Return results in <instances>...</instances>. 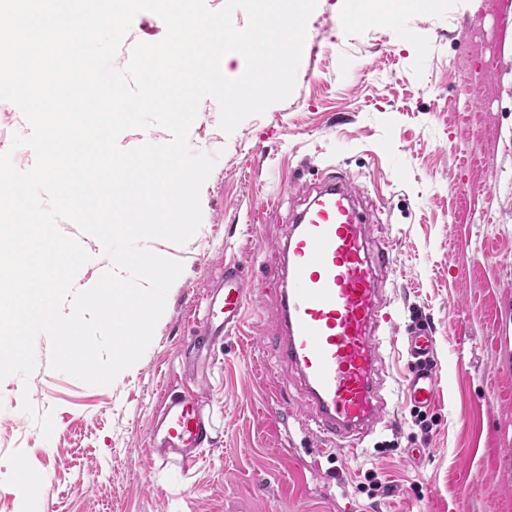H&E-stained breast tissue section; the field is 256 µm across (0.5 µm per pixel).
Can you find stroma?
I'll return each instance as SVG.
<instances>
[{
	"label": "stroma",
	"instance_id": "1",
	"mask_svg": "<svg viewBox=\"0 0 512 512\" xmlns=\"http://www.w3.org/2000/svg\"><path fill=\"white\" fill-rule=\"evenodd\" d=\"M438 0L399 21V33L365 19L346 27L357 0H318L293 93L234 132L203 99L189 131L192 153L215 156L200 191L203 220L184 244L147 241L183 271L140 360L109 385L50 367L46 335L30 378L0 382V512H24L21 474L41 475L36 512H512V4ZM164 22L139 12L115 56L125 68ZM497 51L480 68L481 43ZM0 153L34 164L11 134L30 126L0 103ZM357 179L381 212L376 237L393 243L389 311L396 344L383 351L390 414L357 455L318 447L309 430L280 420V406L314 418L304 387L275 361L276 284L303 190L330 172ZM467 193H460V186ZM90 260L73 288L98 280L107 259L96 237L60 220ZM247 264V315L215 346L195 336L222 266ZM428 325L441 376L438 402L416 423L401 380L408 327ZM203 391L217 434L191 471L161 464L148 433L164 391ZM30 399L35 414L22 409ZM52 412L43 437L36 414ZM392 489L373 498L369 484Z\"/></svg>",
	"mask_w": 512,
	"mask_h": 512
}]
</instances>
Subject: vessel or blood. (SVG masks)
Wrapping results in <instances>:
<instances>
[{
	"mask_svg": "<svg viewBox=\"0 0 512 512\" xmlns=\"http://www.w3.org/2000/svg\"><path fill=\"white\" fill-rule=\"evenodd\" d=\"M361 197L350 178L325 176L295 215L280 246L283 262L272 274L281 284L275 356L304 384L322 446L349 455L358 454L383 419V346L393 327L384 280L393 245L374 242L375 209ZM247 294L244 263L225 264L224 293L208 299L203 318L210 342L226 341L238 330ZM406 344L418 365L403 377L404 398L416 407H433L440 385L438 371L427 363L434 338L416 329ZM212 430L203 397L167 394L149 430V453L192 466Z\"/></svg>",
	"mask_w": 512,
	"mask_h": 512,
	"instance_id": "1",
	"label": "vessel or blood"
}]
</instances>
